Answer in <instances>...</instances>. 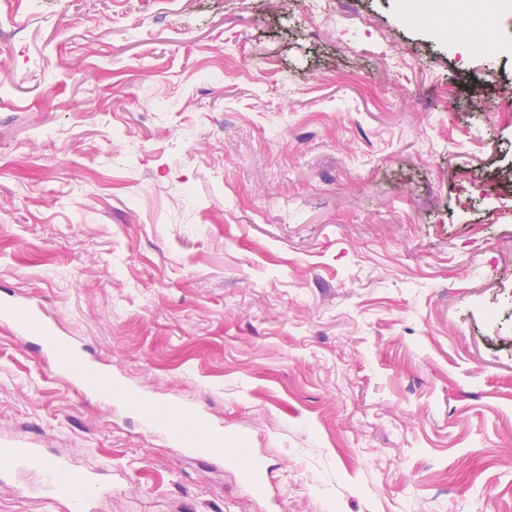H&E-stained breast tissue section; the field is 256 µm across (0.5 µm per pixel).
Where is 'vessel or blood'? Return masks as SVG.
I'll use <instances>...</instances> for the list:
<instances>
[{
  "label": "vessel or blood",
  "instance_id": "1",
  "mask_svg": "<svg viewBox=\"0 0 512 512\" xmlns=\"http://www.w3.org/2000/svg\"><path fill=\"white\" fill-rule=\"evenodd\" d=\"M0 324L16 334L32 338L38 349L49 353L55 368L68 375L83 392L110 400L127 399L149 428L160 430L168 440L199 459L221 456L224 444H231V463L240 478L257 496L268 490L270 468L236 435H225L208 412L173 401H154L141 396L128 397L126 388L114 380L110 371L88 358L83 348L49 324L40 308L15 300L0 301ZM0 463L40 472L53 501L68 504L69 512H86L99 485L92 477L75 472L66 461L47 456L24 444L0 446Z\"/></svg>",
  "mask_w": 512,
  "mask_h": 512
}]
</instances>
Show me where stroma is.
I'll return each mask as SVG.
<instances>
[{"mask_svg":"<svg viewBox=\"0 0 512 512\" xmlns=\"http://www.w3.org/2000/svg\"><path fill=\"white\" fill-rule=\"evenodd\" d=\"M0 0V290L274 469L145 431L0 325V444L91 512H512V12ZM0 470V512H60ZM0 463L43 474L49 499L67 503L70 512H86L88 503L99 489L96 480L75 472L66 461L24 444H1Z\"/></svg>","mask_w":512,"mask_h":512,"instance_id":"stroma-1","label":"stroma"}]
</instances>
